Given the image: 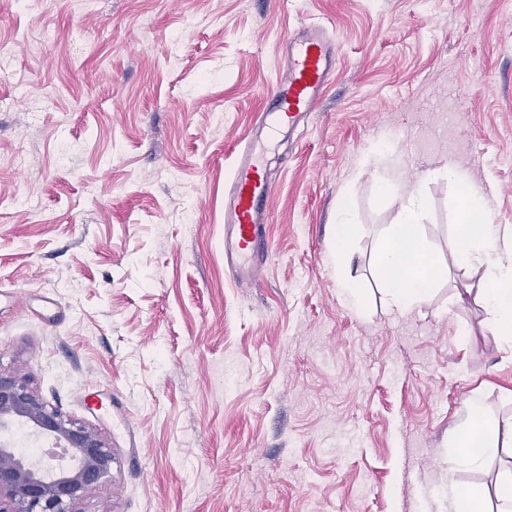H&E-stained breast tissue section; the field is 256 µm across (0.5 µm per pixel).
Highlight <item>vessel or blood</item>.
<instances>
[{
    "mask_svg": "<svg viewBox=\"0 0 512 512\" xmlns=\"http://www.w3.org/2000/svg\"><path fill=\"white\" fill-rule=\"evenodd\" d=\"M334 63L326 25L287 39L285 75L270 89V107L261 114L264 133L246 142L236 156L224 188V263L238 287L257 284L268 259L266 201L273 183L265 156L272 139L279 129H295L317 111Z\"/></svg>",
    "mask_w": 512,
    "mask_h": 512,
    "instance_id": "vessel-or-blood-1",
    "label": "vessel or blood"
}]
</instances>
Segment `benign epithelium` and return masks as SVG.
<instances>
[{
	"label": "benign epithelium",
	"instance_id": "7a95c632",
	"mask_svg": "<svg viewBox=\"0 0 512 512\" xmlns=\"http://www.w3.org/2000/svg\"><path fill=\"white\" fill-rule=\"evenodd\" d=\"M31 425L63 449L42 469L0 440V512H73L72 505L111 475L112 447L94 428L47 405L29 382L0 372V433Z\"/></svg>",
	"mask_w": 512,
	"mask_h": 512
}]
</instances>
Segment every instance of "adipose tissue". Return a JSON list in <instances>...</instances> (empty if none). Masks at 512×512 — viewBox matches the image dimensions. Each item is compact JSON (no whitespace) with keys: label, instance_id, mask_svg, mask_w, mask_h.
<instances>
[{"label":"adipose tissue","instance_id":"ef3b65f1","mask_svg":"<svg viewBox=\"0 0 512 512\" xmlns=\"http://www.w3.org/2000/svg\"><path fill=\"white\" fill-rule=\"evenodd\" d=\"M441 177L460 185L459 224L454 248L460 264L482 269L477 299L485 322L493 335L512 342V225L496 223L484 194L467 184L455 166L444 167ZM381 195H398L400 213L385 240L374 255L381 288L391 305L401 313L412 311L447 274L444 267L428 262V251L421 235V220L428 198L420 186L405 188L389 181L378 184ZM485 411L479 398L467 403V419L453 434L454 453L449 469L461 465L482 467L512 447V417L495 424L484 421Z\"/></svg>","mask_w":512,"mask_h":512}]
</instances>
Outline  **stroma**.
<instances>
[{"mask_svg":"<svg viewBox=\"0 0 512 512\" xmlns=\"http://www.w3.org/2000/svg\"><path fill=\"white\" fill-rule=\"evenodd\" d=\"M323 22L336 67L268 158L269 259L240 288L224 184L287 35ZM0 44V371L110 444L74 512H449L452 480L499 512L511 455L448 468L471 396L512 416V348L464 291L438 172L512 225V0H0ZM383 177L420 185L448 269L407 314L373 266ZM336 223V252L333 251L332 260L336 261V268H341L349 242L358 232V224L351 222L346 206L339 211Z\"/></svg>","mask_w":512,"mask_h":512,"instance_id":"35a3bbf8","label":"stroma"}]
</instances>
